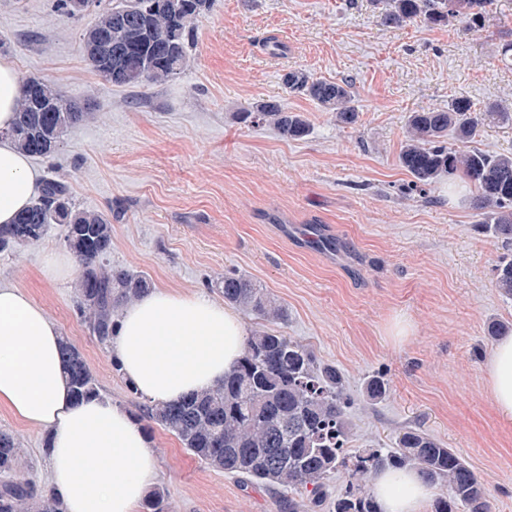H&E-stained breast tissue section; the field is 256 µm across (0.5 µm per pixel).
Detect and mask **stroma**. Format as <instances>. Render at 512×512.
Here are the masks:
<instances>
[{"instance_id":"stroma-1","label":"stroma","mask_w":512,"mask_h":512,"mask_svg":"<svg viewBox=\"0 0 512 512\" xmlns=\"http://www.w3.org/2000/svg\"><path fill=\"white\" fill-rule=\"evenodd\" d=\"M56 5L0 0V59L97 112L30 162L68 182L76 209L109 215L107 263L218 302L225 271L245 275L284 305L280 331L343 373L353 449L389 448L400 430L422 429L470 463L494 512H512V422L498 416L483 373L489 325L512 326V300L493 284L494 262L512 246L477 231L473 187L453 195L439 180L413 191L399 161L410 112L463 96L512 113V60L502 55L512 0H497L476 34L383 24L376 0H213L186 68L135 90L86 65L81 39L94 10L67 18ZM297 69L351 83L357 123L288 93L284 76ZM268 100L303 113L308 136L287 139L245 117ZM64 249L51 225L38 242L0 251V280L44 307L100 394L140 416L141 397L78 318L73 281L42 275L44 253ZM400 319L412 331L397 338ZM372 376L390 386L373 405L364 396ZM0 431L22 439L43 486L44 433L3 408ZM146 433L169 512H288L283 490L240 486L162 428Z\"/></svg>"}]
</instances>
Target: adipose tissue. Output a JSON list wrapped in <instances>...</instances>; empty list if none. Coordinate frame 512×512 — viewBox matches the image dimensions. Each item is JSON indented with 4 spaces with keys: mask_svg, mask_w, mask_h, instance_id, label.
Segmentation results:
<instances>
[{
    "mask_svg": "<svg viewBox=\"0 0 512 512\" xmlns=\"http://www.w3.org/2000/svg\"><path fill=\"white\" fill-rule=\"evenodd\" d=\"M27 154L0 140V225L36 198ZM241 319L201 294L156 286L126 304L108 341L138 392L169 402L222 380L240 355ZM62 337L25 290L0 283V407L47 436V482L65 512H136L158 478L148 436L128 411L98 396L75 401L59 357ZM498 412L512 419V335L484 369ZM381 512H424L432 488L412 469L377 473Z\"/></svg>",
    "mask_w": 512,
    "mask_h": 512,
    "instance_id": "1",
    "label": "adipose tissue"
}]
</instances>
